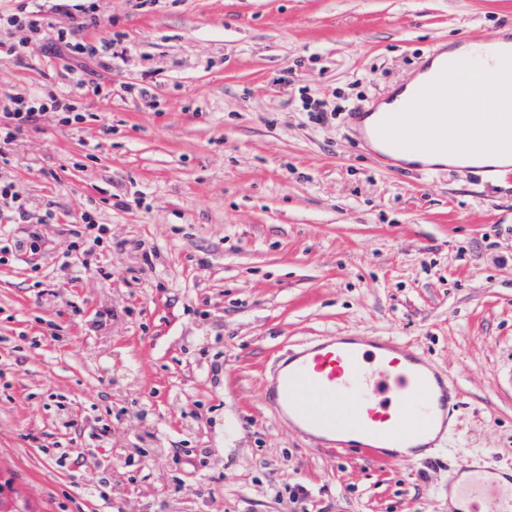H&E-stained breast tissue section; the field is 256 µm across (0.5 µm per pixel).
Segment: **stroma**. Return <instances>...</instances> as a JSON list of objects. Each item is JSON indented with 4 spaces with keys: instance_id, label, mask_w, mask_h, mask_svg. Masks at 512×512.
<instances>
[{
    "instance_id": "obj_1",
    "label": "stroma",
    "mask_w": 512,
    "mask_h": 512,
    "mask_svg": "<svg viewBox=\"0 0 512 512\" xmlns=\"http://www.w3.org/2000/svg\"><path fill=\"white\" fill-rule=\"evenodd\" d=\"M98 15L81 38L120 42L101 93L76 97L87 122L45 115L10 156L58 222L52 250L0 262V512H449V470L511 471L512 182L389 171L348 115L456 37L497 38L512 0ZM69 63L0 57V99L70 91ZM143 81L155 105L124 93ZM87 203L120 246L78 280L58 250ZM334 334L394 338L450 377L435 461L315 447L266 399L278 356Z\"/></svg>"
}]
</instances>
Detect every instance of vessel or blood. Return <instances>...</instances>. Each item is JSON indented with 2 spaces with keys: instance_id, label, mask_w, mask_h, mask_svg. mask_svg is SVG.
Returning <instances> with one entry per match:
<instances>
[{
  "instance_id": "vessel-or-blood-1",
  "label": "vessel or blood",
  "mask_w": 512,
  "mask_h": 512,
  "mask_svg": "<svg viewBox=\"0 0 512 512\" xmlns=\"http://www.w3.org/2000/svg\"><path fill=\"white\" fill-rule=\"evenodd\" d=\"M473 39L461 37L456 53L439 60L433 73L410 93L422 113L401 108L388 113L382 130V161L395 164L414 154L443 151L432 125L451 112L459 135L451 148L477 158L502 145L501 132L512 128V113L491 97L490 112L472 131L465 109L473 95L512 83V40L487 43L489 67H480ZM266 396L304 437L318 447H333L348 435V448L380 457L400 447L405 459L413 449L433 447L458 407L446 375L434 371L405 346L384 338L323 336L288 352L267 382ZM469 501V512H512V474L495 478L477 466L453 473L448 481Z\"/></svg>"
}]
</instances>
